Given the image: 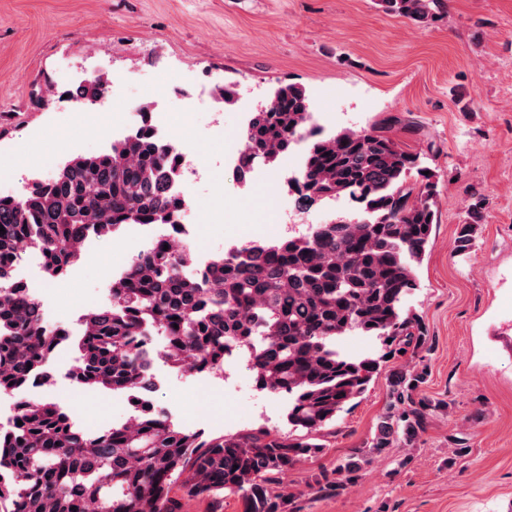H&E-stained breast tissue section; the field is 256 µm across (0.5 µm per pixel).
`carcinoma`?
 <instances>
[{"label":"carcinoma","instance_id":"1","mask_svg":"<svg viewBox=\"0 0 512 512\" xmlns=\"http://www.w3.org/2000/svg\"><path fill=\"white\" fill-rule=\"evenodd\" d=\"M387 14L416 23L447 12V0H379ZM109 79L94 76L72 98L98 102ZM276 106L254 112L243 133L247 157L275 162L295 147L311 106L303 87L279 86ZM178 153L143 125L110 151L77 156L48 180H34L19 197H0V393L46 373L57 333L44 324L9 269L27 253L59 280L82 257L86 233L122 224H168L182 207L170 187ZM421 180L409 183L412 172ZM304 206L349 197L358 204L347 223L313 224L302 236L275 244H247L220 258L215 287L181 270L189 258L158 247L138 256L125 279L112 284V307L81 320L73 379L137 401L129 421L86 431L56 402L31 399L0 432V512H179L174 496L216 499L239 492L245 512H293L292 497L270 479L324 451L317 435L360 397L374 374L412 345L427 344L426 329L404 309L416 286L414 271L436 224V183L418 157L385 131L343 129L311 133L296 186ZM483 221L475 199L460 225L455 250L466 254ZM163 342L156 348L149 335ZM375 339L379 354L352 357L339 339ZM247 360L257 389L288 396L287 435L263 428L204 439L151 410L150 354L181 370L218 371L225 356ZM426 369L392 366L386 412L368 446L312 490L328 495L354 484L374 456L394 443L413 445L438 408L420 395ZM77 510H72V507Z\"/></svg>","mask_w":512,"mask_h":512}]
</instances>
